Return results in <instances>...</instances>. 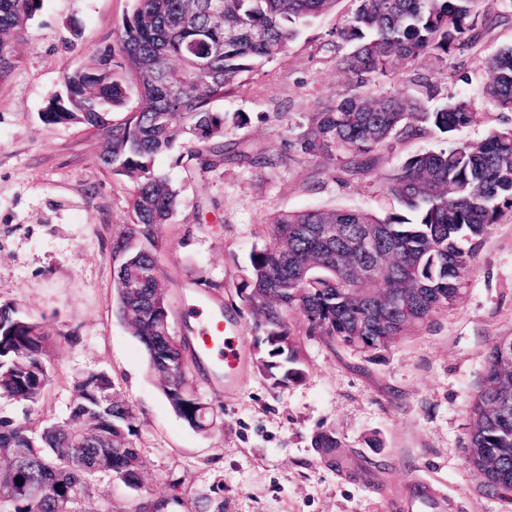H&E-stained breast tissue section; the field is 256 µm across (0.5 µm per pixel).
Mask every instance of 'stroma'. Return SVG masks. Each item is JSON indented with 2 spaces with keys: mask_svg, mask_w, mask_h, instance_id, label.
<instances>
[{
  "mask_svg": "<svg viewBox=\"0 0 512 512\" xmlns=\"http://www.w3.org/2000/svg\"><path fill=\"white\" fill-rule=\"evenodd\" d=\"M337 0L312 20L287 51L265 64L244 93L216 102L246 123L235 136L277 167L227 163L202 172L177 155L183 139L157 158L179 192L172 223L160 225L157 263L176 332L194 325V307L228 309L240 324L247 359L234 386L190 379L215 405L206 433L173 411L136 336L116 312L112 239L131 221L132 186L101 162L100 135L79 124H44L41 114L60 91L64 68L80 66L132 8V0H44L14 47L15 66L0 81V303L14 304L50 335L51 384L38 403L0 400V417L41 426L65 418L82 376L105 372L134 411L133 442L145 461L140 489L109 473L88 488L104 512H136L166 499L177 482L187 492L166 512H391L407 485L424 481L449 501L448 512H512V496L486 494L465 462L470 404L494 338L512 335V211L484 238L462 290L448 309L388 346L360 353L294 333L305 377L272 385L253 367V318L235 291L253 247L269 244L267 219L280 211L357 208L384 217L394 203L386 177L413 153L442 148L437 138L379 153L373 169L342 161H291L288 118L317 111L344 84L330 34L357 9ZM487 24L471 48L415 68L440 93L476 101L461 137L483 140L512 129V112L486 99L484 61L512 46V0H481ZM285 120H277V113ZM334 432L341 446L325 460L311 439Z\"/></svg>",
  "mask_w": 512,
  "mask_h": 512,
  "instance_id": "35a3bbf8",
  "label": "stroma"
}]
</instances>
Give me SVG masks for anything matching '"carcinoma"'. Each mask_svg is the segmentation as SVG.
Segmentation results:
<instances>
[{
  "label": "carcinoma",
  "instance_id": "obj_1",
  "mask_svg": "<svg viewBox=\"0 0 512 512\" xmlns=\"http://www.w3.org/2000/svg\"><path fill=\"white\" fill-rule=\"evenodd\" d=\"M336 2L223 0L222 20L215 22L210 0H133L111 38L82 67L63 71L64 92L41 113L47 125L77 123L100 133L103 163L132 183L131 223L112 241V254L129 259L114 270L117 311L175 414L198 432L216 425L217 412L189 380L190 366L200 369L202 361L187 355L169 326L155 229L171 223L178 191L155 158L188 135L199 144L190 158L204 172L226 162L277 166L275 157L250 154L229 138L243 119L214 111L213 103L243 91L260 63L285 52L304 25ZM359 2L333 32L346 84L319 111L291 124L299 129L293 160L340 157L367 171L373 153L393 142L441 135L448 146L406 157L386 178L398 213L382 219L352 209L283 211L271 221L276 245L251 250L237 294L253 317L254 367L274 386L305 376L294 316L328 343L361 352L385 347L453 304L477 247L512 210V129L478 143L455 139L471 123L476 102L439 97L419 73L409 82L424 88L426 98L379 93L419 55L446 59L472 46L484 25L480 0ZM42 5L0 0V80L12 71L13 45ZM214 44L222 52L207 71H196L195 60ZM485 71V97L512 112V47L489 56ZM111 113L118 117L108 119ZM369 228L378 237L365 251L359 239ZM50 372L43 326L0 304V399L37 402ZM470 418L469 447L484 449L497 470L471 453L468 465L484 476L489 494L511 495L512 336L492 343ZM134 421L105 372L76 382L69 415L60 421L38 429L0 419V512H99L88 482L102 472L140 488L144 461L132 441ZM311 444L331 462L341 447L327 431Z\"/></svg>",
  "mask_w": 512,
  "mask_h": 512
}]
</instances>
